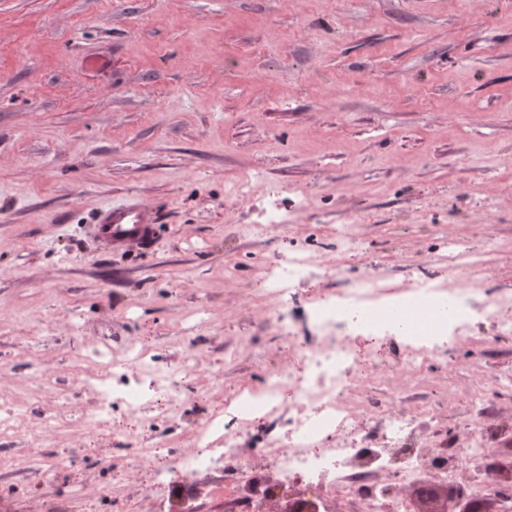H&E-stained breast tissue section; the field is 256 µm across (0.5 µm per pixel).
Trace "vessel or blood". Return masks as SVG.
<instances>
[{
	"label": "vessel or blood",
	"instance_id": "1",
	"mask_svg": "<svg viewBox=\"0 0 512 512\" xmlns=\"http://www.w3.org/2000/svg\"><path fill=\"white\" fill-rule=\"evenodd\" d=\"M159 221L158 210L135 197L117 205L99 207L94 212L98 237L114 250L151 248L154 226Z\"/></svg>",
	"mask_w": 512,
	"mask_h": 512
}]
</instances>
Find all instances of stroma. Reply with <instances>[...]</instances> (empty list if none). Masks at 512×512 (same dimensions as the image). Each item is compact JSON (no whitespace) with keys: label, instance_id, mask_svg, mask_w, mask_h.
Returning <instances> with one entry per match:
<instances>
[{"label":"stroma","instance_id":"1","mask_svg":"<svg viewBox=\"0 0 512 512\" xmlns=\"http://www.w3.org/2000/svg\"><path fill=\"white\" fill-rule=\"evenodd\" d=\"M243 176L285 187L280 206L317 205L288 234L225 237ZM132 195L160 213L154 244L109 250L93 213ZM353 213L394 282L440 266L443 240L485 234L503 244L488 275L512 284V0H0L14 378L37 363L71 379L100 336L176 350L187 308L207 311L197 343L220 363L251 332L231 310L262 257Z\"/></svg>","mask_w":512,"mask_h":512}]
</instances>
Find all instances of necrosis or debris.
<instances>
[{
	"mask_svg": "<svg viewBox=\"0 0 512 512\" xmlns=\"http://www.w3.org/2000/svg\"><path fill=\"white\" fill-rule=\"evenodd\" d=\"M254 194L251 181L231 185L225 233L285 232L315 203L310 195L293 210L274 204L261 223H239L237 203ZM365 221L358 214L337 226L332 283L303 315L293 303L313 256L299 248L267 258L239 310L254 333L278 344L259 353L244 339L225 347V364L251 350L262 368L232 394H223L222 373L192 344L204 311H185L177 333L191 344L166 359L132 337L118 348L102 340L92 353L96 373L78 377L88 402L75 418L104 444L77 485L74 456H43L50 512H98L106 500L112 512H142L144 501L164 500L174 486L187 504L207 502L214 490L204 475L216 468L224 512H281L286 502L315 512H417L414 492L426 484L512 512V472L499 465L512 455V367L491 368L465 388L450 362L455 347L512 337V288L486 287L483 277V257L497 252V241L485 238L476 251L467 239L449 240L444 271H419L400 284L374 268L348 277L340 257L365 253L354 230ZM199 375L208 385L197 394L186 379ZM27 376L42 394L0 399V440L20 435L38 406L62 395L51 370L33 366ZM451 392L463 405L449 435ZM127 417L156 429L168 450L163 463L119 430Z\"/></svg>",
	"mask_w": 512,
	"mask_h": 512,
	"instance_id": "4bbe7bcc",
	"label": "necrosis or debris"
}]
</instances>
